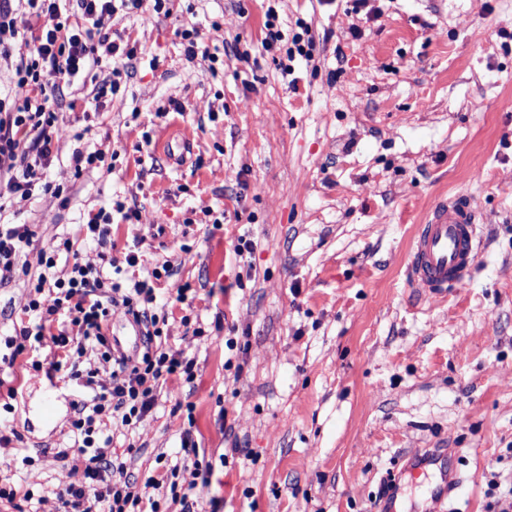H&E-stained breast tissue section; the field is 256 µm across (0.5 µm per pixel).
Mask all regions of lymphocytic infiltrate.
<instances>
[{"instance_id":"lymphocytic-infiltrate-1","label":"lymphocytic infiltrate","mask_w":512,"mask_h":512,"mask_svg":"<svg viewBox=\"0 0 512 512\" xmlns=\"http://www.w3.org/2000/svg\"><path fill=\"white\" fill-rule=\"evenodd\" d=\"M121 7L159 14L166 11L167 0H75L66 14L61 0H0V79L8 86L0 98V179L6 182L0 212L23 209L39 191L61 198L62 187L45 179L61 143L70 136L55 106L76 77L106 60L113 65V78L101 84L98 94L117 93L123 62L137 54L136 44L112 28ZM277 22L276 10L268 9L263 50L313 61L314 38L297 33L290 46H283ZM112 216L100 211L79 227L80 234L97 244L96 259L75 256L72 266L59 273L45 248L37 247L30 225L0 224V284L22 275L29 288L23 308L28 321L6 341L11 349L7 367L49 341L57 349L55 360L45 368L33 363V370L50 377L68 369L72 379L93 392L90 402L74 408L72 427L81 442L71 479L56 492L62 512H139L142 490L130 482L125 462L111 455V438L98 437L95 423L108 417L115 427H136L151 413L161 381L194 378L193 360L161 343L163 330L154 312L158 284L169 283L171 297L181 304L189 301V286L174 282L169 260L147 275L118 281L123 268L137 267L139 255L133 244L122 259L110 255ZM118 305L142 329V346L132 356L113 355L103 332L112 307ZM55 316L61 327L54 333L47 325ZM101 360L112 364L105 381L97 367Z\"/></svg>"}]
</instances>
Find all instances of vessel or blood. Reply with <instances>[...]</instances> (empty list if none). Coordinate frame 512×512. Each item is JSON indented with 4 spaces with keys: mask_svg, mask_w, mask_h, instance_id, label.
<instances>
[{
    "mask_svg": "<svg viewBox=\"0 0 512 512\" xmlns=\"http://www.w3.org/2000/svg\"><path fill=\"white\" fill-rule=\"evenodd\" d=\"M163 152L175 163H182L192 149L183 136H168L160 143ZM478 209L471 197L456 195L435 203L418 226L414 241L410 273L429 296H447L449 289L466 284L478 256ZM452 451L446 446L417 448L404 458L401 476L412 479L436 473L428 505L424 512H444V505L461 484L451 464Z\"/></svg>",
    "mask_w": 512,
    "mask_h": 512,
    "instance_id": "b4317fda",
    "label": "vessel or blood"
}]
</instances>
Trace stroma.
<instances>
[{
	"label": "stroma",
	"instance_id": "35a3bbf8",
	"mask_svg": "<svg viewBox=\"0 0 512 512\" xmlns=\"http://www.w3.org/2000/svg\"><path fill=\"white\" fill-rule=\"evenodd\" d=\"M268 0H170L169 16L118 12L137 43L117 94L65 91L81 143H62L47 173L70 201L38 194L15 224L40 243L76 237L116 202L141 212L112 226L113 256L140 238L137 275L167 259L192 306L160 298L164 342L195 361L112 450L136 485L177 471L190 436L213 466L195 495L204 512H377L408 451L457 449L459 512H490V480L512 485V0H277L285 38L308 27L314 64L283 76L262 52ZM258 60L224 54L211 75L187 61L180 31L199 29ZM360 37H353L352 29ZM182 113L158 117L170 101ZM152 145H144L143 134ZM172 133L194 152L171 164ZM103 150L74 177V147ZM463 192L479 210L480 247L465 287L430 299L410 276L426 209ZM212 209L214 222L204 220ZM254 250L236 257L238 239ZM24 278L0 285L1 340L25 316ZM0 395V477L32 491L25 512H59L73 406L92 392L67 372L25 376ZM57 414H40L46 396Z\"/></svg>",
	"mask_w": 512,
	"mask_h": 512
}]
</instances>
